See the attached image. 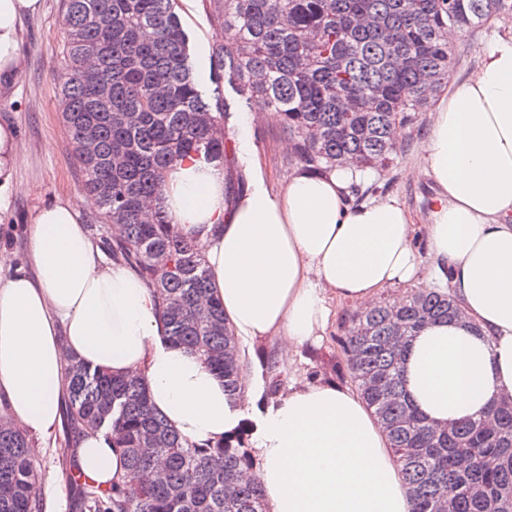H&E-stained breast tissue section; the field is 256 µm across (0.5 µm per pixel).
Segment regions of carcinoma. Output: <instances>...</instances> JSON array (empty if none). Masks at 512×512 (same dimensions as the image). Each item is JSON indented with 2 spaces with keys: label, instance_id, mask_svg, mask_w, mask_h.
Wrapping results in <instances>:
<instances>
[{
  "label": "carcinoma",
  "instance_id": "1",
  "mask_svg": "<svg viewBox=\"0 0 512 512\" xmlns=\"http://www.w3.org/2000/svg\"><path fill=\"white\" fill-rule=\"evenodd\" d=\"M224 40L210 70L229 72L248 105L275 115L311 170L387 166L395 129H412L448 86V29L512 18V0H209ZM61 119L102 219L90 225L112 260L154 295L167 340L198 353L242 397L236 337L210 295L206 262L161 212L157 194L177 162L226 163L228 113L202 97L178 0H62ZM118 225L119 235H107ZM460 313L453 296L419 288L354 315L340 345L362 399L387 433L412 512H512V401L479 418L435 427L407 397L403 363L428 323ZM63 455L96 431L122 449L125 476L110 488L63 476L69 512H264L236 434L214 448L183 439L151 409L144 383L80 361L64 373ZM29 437L0 408V512H43ZM166 463L163 477L154 462Z\"/></svg>",
  "mask_w": 512,
  "mask_h": 512
}]
</instances>
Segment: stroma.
Masks as SVG:
<instances>
[{
	"instance_id": "35a3bbf8",
	"label": "stroma",
	"mask_w": 512,
	"mask_h": 512,
	"mask_svg": "<svg viewBox=\"0 0 512 512\" xmlns=\"http://www.w3.org/2000/svg\"><path fill=\"white\" fill-rule=\"evenodd\" d=\"M180 15L196 58H203L209 46L223 39L224 31L210 18L206 0H182ZM512 31L511 20H495L475 32L461 33L452 46L455 55L450 80L473 76L487 43L496 35ZM63 30L60 0H44L38 16L24 19L20 29L22 67L9 82H0V122L12 125L18 134L20 164L17 175L23 180L41 183L45 197L67 195L81 209L84 224L99 221L97 207L86 204L81 193L82 173L75 161L70 137L62 123L57 95V78L64 66ZM220 95L229 112L239 116L251 113V137L257 147L263 177L269 187H277L298 165L290 139L273 113L250 108L241 102L234 84L227 75L218 78ZM430 127L429 113H422L416 128L408 130L402 140V151L388 167L386 178L376 171L364 173L358 181L357 202L379 198H395L420 217H427L437 195L433 181L418 172L416 165ZM35 198L19 195L13 198L6 215L0 216V274L28 268V236L30 220L37 206ZM355 308L345 303L336 309V321L323 340L316 345L301 347L288 366H281L280 392L289 386L305 382H333L347 385L351 375L341 352L339 340L344 334ZM255 356L246 365L255 372L258 395L243 405V423L252 426L265 415L275 398L267 392V366L276 360L277 351L271 343L255 345ZM62 432L44 439L43 455L34 457L33 464L39 482L51 483L55 512H67L69 486L61 475L59 458Z\"/></svg>"
}]
</instances>
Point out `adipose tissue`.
Segmentation results:
<instances>
[{"mask_svg": "<svg viewBox=\"0 0 512 512\" xmlns=\"http://www.w3.org/2000/svg\"><path fill=\"white\" fill-rule=\"evenodd\" d=\"M43 0H0V77L21 67L20 23ZM17 133L0 124V212L19 194L39 205L29 231L30 270L0 279V405L31 439V455L61 417L70 359L146 385L149 404L182 438L213 445L241 424L224 379L166 339L153 292L127 266L106 261L71 199L43 200L22 183ZM419 168L437 186L426 248L400 201L353 203L352 165L301 166L277 188L262 173L227 202L222 167H171L150 203L202 251L211 295L238 341L276 342L282 360L322 339L334 301L370 307L398 286L448 288L465 321L426 326L404 364L405 388L437 426L477 418L512 399V36L491 40L474 77L449 86L432 112ZM253 451L267 512H411L385 431L351 388L303 383L256 425ZM78 473L110 487L125 473L121 449L88 432L73 449Z\"/></svg>", "mask_w": 512, "mask_h": 512, "instance_id": "adipose-tissue-1", "label": "adipose tissue"}]
</instances>
